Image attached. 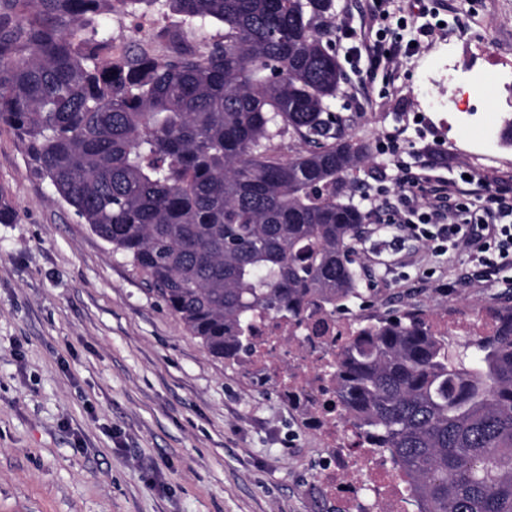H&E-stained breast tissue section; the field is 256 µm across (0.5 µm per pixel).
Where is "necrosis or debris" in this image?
<instances>
[{"label": "necrosis or debris", "instance_id": "1", "mask_svg": "<svg viewBox=\"0 0 512 512\" xmlns=\"http://www.w3.org/2000/svg\"><path fill=\"white\" fill-rule=\"evenodd\" d=\"M353 322L350 313L316 314L298 327L258 318L255 334L265 350L258 366L267 382L289 384L305 410L323 416L321 432L333 453L320 469L319 482L336 494L341 512H374L379 503L387 512H411L407 488L384 452L367 447L354 428L328 409L333 395L325 368L335 357V336L346 334ZM368 469L374 472L369 479L364 476Z\"/></svg>", "mask_w": 512, "mask_h": 512}]
</instances>
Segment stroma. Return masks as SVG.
<instances>
[{"label":"stroma","instance_id":"stroma-1","mask_svg":"<svg viewBox=\"0 0 512 512\" xmlns=\"http://www.w3.org/2000/svg\"><path fill=\"white\" fill-rule=\"evenodd\" d=\"M413 2L334 0L333 21L356 35L394 27L419 44L374 61L332 41L336 136L369 152L343 186L367 215L352 259L372 316L412 306L471 325L475 307L512 303V268L486 278L468 251L383 239L404 168L456 184L475 211L512 188V143L484 141L512 120V0ZM104 19L119 46L169 24ZM389 136L397 153L380 147ZM0 189L18 213L0 224V512H334L316 483L330 449L297 405L214 359L5 127Z\"/></svg>","mask_w":512,"mask_h":512}]
</instances>
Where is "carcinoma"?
<instances>
[{
  "label": "carcinoma",
  "instance_id": "1",
  "mask_svg": "<svg viewBox=\"0 0 512 512\" xmlns=\"http://www.w3.org/2000/svg\"><path fill=\"white\" fill-rule=\"evenodd\" d=\"M158 14L194 46L116 48L97 18ZM333 0H0V126L34 172L224 364L256 317L358 299L365 215L342 199L368 150L339 141ZM302 150L285 155L284 141ZM16 208L0 189V224ZM455 354L421 308L359 322L336 413L389 453L420 512H512V305Z\"/></svg>",
  "mask_w": 512,
  "mask_h": 512
}]
</instances>
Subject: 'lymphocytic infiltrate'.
<instances>
[{
    "instance_id": "1",
    "label": "lymphocytic infiltrate",
    "mask_w": 512,
    "mask_h": 512,
    "mask_svg": "<svg viewBox=\"0 0 512 512\" xmlns=\"http://www.w3.org/2000/svg\"><path fill=\"white\" fill-rule=\"evenodd\" d=\"M389 221L403 236L425 244L446 243L473 251L482 276L491 277L512 265V190L499 189L486 197L480 212H473L447 192L438 190L423 206L402 198Z\"/></svg>"
}]
</instances>
